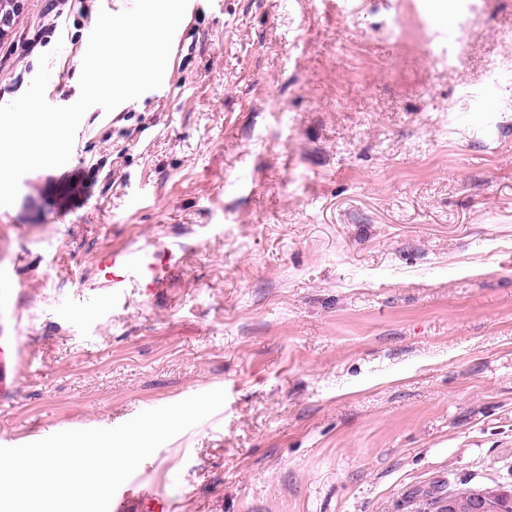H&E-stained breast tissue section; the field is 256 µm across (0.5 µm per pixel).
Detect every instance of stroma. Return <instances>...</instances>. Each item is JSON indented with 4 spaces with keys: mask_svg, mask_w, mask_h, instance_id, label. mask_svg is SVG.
Returning a JSON list of instances; mask_svg holds the SVG:
<instances>
[{
    "mask_svg": "<svg viewBox=\"0 0 512 512\" xmlns=\"http://www.w3.org/2000/svg\"><path fill=\"white\" fill-rule=\"evenodd\" d=\"M22 0L0 38L43 20ZM95 14L45 96L79 97ZM159 89L94 107L0 207V435L113 428L224 389L141 463L164 512H406L512 490V0H189ZM157 240L156 298L98 256ZM23 355L19 340L0 341V400H7L17 381L16 365Z\"/></svg>",
    "mask_w": 512,
    "mask_h": 512,
    "instance_id": "stroma-1",
    "label": "stroma"
}]
</instances>
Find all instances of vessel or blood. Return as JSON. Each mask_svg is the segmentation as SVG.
<instances>
[{
    "label": "vessel or blood",
    "mask_w": 512,
    "mask_h": 512,
    "mask_svg": "<svg viewBox=\"0 0 512 512\" xmlns=\"http://www.w3.org/2000/svg\"><path fill=\"white\" fill-rule=\"evenodd\" d=\"M180 258L165 245H157L155 250L143 247L122 249L102 256L98 268L106 280L110 300H120L126 288L132 284L143 285L155 292L163 287L172 267ZM22 356L19 340L0 342V400H7L17 381L16 365Z\"/></svg>",
    "instance_id": "vessel-or-blood-1"
}]
</instances>
